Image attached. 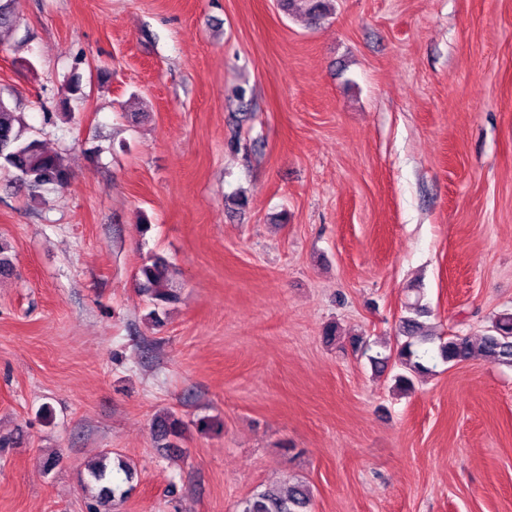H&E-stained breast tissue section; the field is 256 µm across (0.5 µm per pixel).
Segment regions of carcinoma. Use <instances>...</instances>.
Masks as SVG:
<instances>
[{
  "label": "carcinoma",
  "instance_id": "obj_1",
  "mask_svg": "<svg viewBox=\"0 0 512 512\" xmlns=\"http://www.w3.org/2000/svg\"><path fill=\"white\" fill-rule=\"evenodd\" d=\"M330 2L282 0L286 10L302 11L312 20L330 12ZM28 130L24 115L0 100V141L6 139L10 145L9 150L0 155V169L18 172L19 181L32 191L48 184L66 187L71 171L64 158L46 151L38 138L26 136ZM138 288L155 306L177 300L169 288V266L162 258L141 268ZM408 309L411 316L402 320V332L407 340L397 349V365L402 369L394 377L398 390H412L416 375L429 372L425 362L431 357V344L435 342L438 343L437 354L444 362L461 361L477 354L493 363L512 365V312L506 310L497 314L487 333L474 343L467 336L454 335L445 339L424 332L420 318L427 314V307L417 300L409 304ZM156 427L159 439L166 442L168 448L171 443L167 439L183 436V422L171 411L156 419ZM131 479L130 465L121 456L112 459L106 452L88 467L87 487L95 492L99 502L109 503L127 495L124 485ZM311 494V488L302 481L292 483L284 491L267 487L242 500L239 512H306Z\"/></svg>",
  "mask_w": 512,
  "mask_h": 512
}]
</instances>
